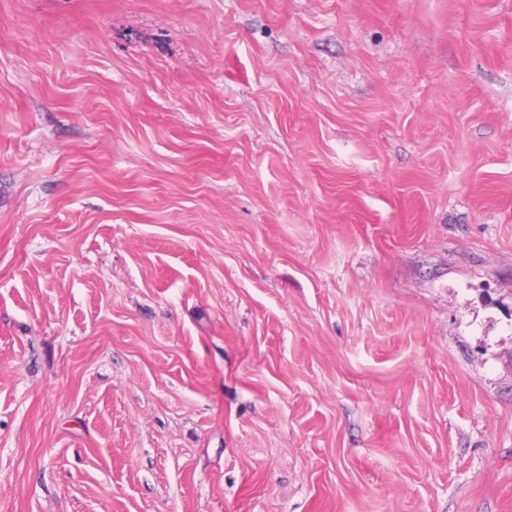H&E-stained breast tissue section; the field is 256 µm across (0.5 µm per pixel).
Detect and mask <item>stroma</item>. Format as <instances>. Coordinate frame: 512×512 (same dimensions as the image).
<instances>
[{"instance_id": "obj_1", "label": "stroma", "mask_w": 512, "mask_h": 512, "mask_svg": "<svg viewBox=\"0 0 512 512\" xmlns=\"http://www.w3.org/2000/svg\"><path fill=\"white\" fill-rule=\"evenodd\" d=\"M0 512H512V0H0Z\"/></svg>"}]
</instances>
